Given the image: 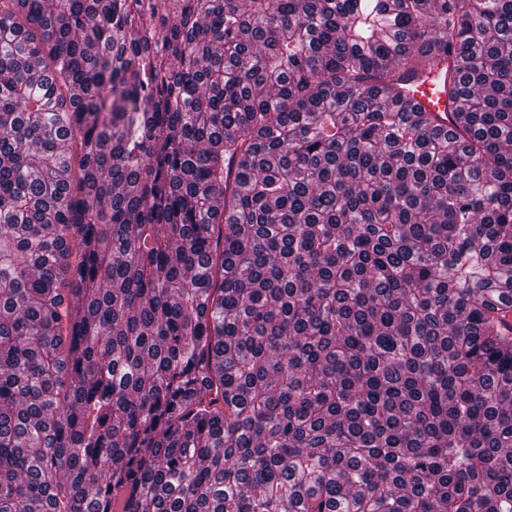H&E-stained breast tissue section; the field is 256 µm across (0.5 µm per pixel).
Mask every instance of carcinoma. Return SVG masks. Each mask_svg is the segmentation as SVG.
Instances as JSON below:
<instances>
[{
	"label": "carcinoma",
	"instance_id": "cac0c4a2",
	"mask_svg": "<svg viewBox=\"0 0 512 512\" xmlns=\"http://www.w3.org/2000/svg\"><path fill=\"white\" fill-rule=\"evenodd\" d=\"M501 283L512 0H0V512H512ZM452 79L455 81L459 75L453 76V70H447L442 80L446 86L444 91H434L438 85L425 82L416 85V82H410L411 88L405 90L403 104H407L412 110L417 112H456V103L448 97L447 86Z\"/></svg>",
	"mask_w": 512,
	"mask_h": 512
}]
</instances>
